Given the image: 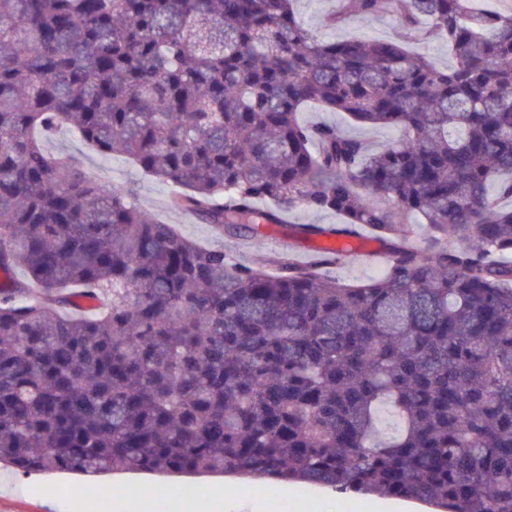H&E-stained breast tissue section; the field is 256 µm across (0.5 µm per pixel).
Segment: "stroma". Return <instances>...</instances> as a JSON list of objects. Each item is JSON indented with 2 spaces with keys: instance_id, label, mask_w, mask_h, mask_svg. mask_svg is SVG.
<instances>
[{
  "instance_id": "1",
  "label": "stroma",
  "mask_w": 512,
  "mask_h": 512,
  "mask_svg": "<svg viewBox=\"0 0 512 512\" xmlns=\"http://www.w3.org/2000/svg\"><path fill=\"white\" fill-rule=\"evenodd\" d=\"M336 0H296L294 9L315 35L321 38H365L399 40L408 49L423 52L440 67H448L452 59L448 45L441 40L426 42L407 38L397 16L381 12L374 16L352 14L334 27L327 26L326 17L335 10ZM300 119L307 125H331L346 135L363 141L376 150L395 141V129L359 126L339 112H329L320 106L307 104ZM55 153L78 158L83 167L97 179L115 187H134L137 204L161 221L178 225L187 237L203 245L215 244L216 239L208 225L200 223L194 215L170 209V187L144 175L121 158H105L83 142L70 129L57 130L46 142ZM14 490L0 493V512H70L73 499L104 498L108 512H137L134 483L149 485L159 506H166L162 491L171 483L170 478L148 473L117 472L97 480H85L67 474H12ZM191 490L208 488L221 496L222 512H238L237 504L244 495L261 500L262 512H378V497L367 494L342 493L330 487L305 486L295 482L277 483L263 479H243L236 476L190 480Z\"/></svg>"
}]
</instances>
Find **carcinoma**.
Returning a JSON list of instances; mask_svg holds the SVG:
<instances>
[{
    "instance_id": "obj_1",
    "label": "carcinoma",
    "mask_w": 512,
    "mask_h": 512,
    "mask_svg": "<svg viewBox=\"0 0 512 512\" xmlns=\"http://www.w3.org/2000/svg\"><path fill=\"white\" fill-rule=\"evenodd\" d=\"M383 11L410 35L427 20L453 64L320 40L293 0H0V468L512 512V14L340 0L327 24ZM307 102L402 137L371 151L303 124ZM61 127L221 237L334 212L387 267L240 263L48 152ZM386 261H368L362 257H347L329 273L344 281L359 283L371 280L380 275L386 268Z\"/></svg>"
}]
</instances>
